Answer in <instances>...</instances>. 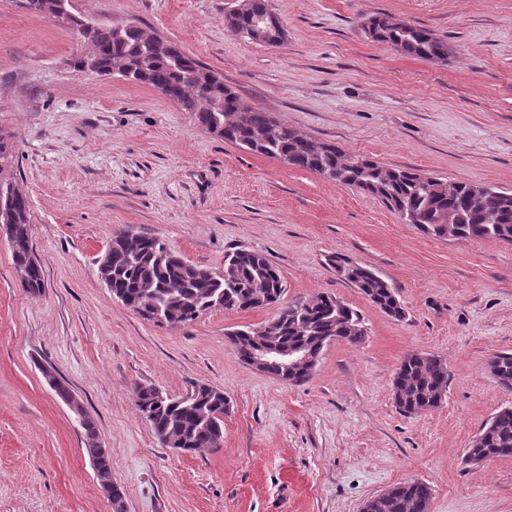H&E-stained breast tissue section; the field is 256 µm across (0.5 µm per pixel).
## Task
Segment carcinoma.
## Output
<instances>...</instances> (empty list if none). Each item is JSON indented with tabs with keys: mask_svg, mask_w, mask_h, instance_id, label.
<instances>
[{
	"mask_svg": "<svg viewBox=\"0 0 512 512\" xmlns=\"http://www.w3.org/2000/svg\"><path fill=\"white\" fill-rule=\"evenodd\" d=\"M264 19L278 27L280 18L273 11L270 0H250L249 11L241 16V32L252 28L255 21ZM367 35L385 43L396 52L409 57L444 62L448 60V42L430 30L411 23L395 26L388 16H369L364 23ZM76 41L95 44L100 51V67L106 69L115 59H124L141 73V83L158 91L176 89L177 103L182 110L192 113L204 128L216 123V112L197 106L199 90L226 110L238 111V122L229 131L218 134L232 143L252 144L251 151L275 158L289 167L308 170L339 186L356 188L380 199L394 212L422 211L430 222L419 226L423 232L434 235V225L445 223L448 209L459 211V228L465 239H499L512 242V192L492 190L490 196L477 204L469 199L471 183L465 180L451 185L417 172L413 168H387L367 156H351L336 144H324L321 149L299 145L284 134L272 142L256 138V132L271 121L269 113L255 107L240 111L242 97L232 88L206 80L205 66L194 56L179 51L180 61L172 59L170 51L153 55L141 52L138 40L131 33L116 37L111 27L96 24L71 29ZM17 183L0 178V204L11 210V223L17 225L10 246L13 264H31L30 203L29 198L11 197ZM112 262L109 268L112 290L123 294L133 311L138 308L158 310L173 307L187 314L182 324L196 320L212 309L252 310L277 303L284 291L278 269L262 253L238 249L224 256V272L187 262L156 236L136 233L127 239L121 234L112 238ZM348 282L369 296L374 306L395 319L405 317V308L395 291L375 272L360 264ZM44 288L40 264H32L24 289L36 296ZM277 341L290 348L311 345L331 336L357 345L365 330L359 314L333 295H322L315 300L295 299L280 308L276 315ZM230 342L241 360L248 361L251 343L243 331L232 333ZM401 370L400 396L396 406L405 414H419L434 406L429 396L448 383V371L442 359L431 354H412L405 357ZM495 381L512 380V354L495 356L490 367ZM135 405L140 413L150 410L149 420L154 434H164L169 447L214 448L220 435L207 418L224 414V396L208 383H197L176 398L157 400L151 385L140 388ZM78 425L84 433L85 447H93L99 440L93 418L83 414ZM466 458L481 464L498 458H512V407L497 411L473 437L466 448ZM101 485L112 487V497L122 500V488L112 482L110 459L96 463ZM431 490L423 482L398 483L376 499L374 512H428Z\"/></svg>",
	"mask_w": 512,
	"mask_h": 512,
	"instance_id": "cac0c4a2",
	"label": "carcinoma"
}]
</instances>
